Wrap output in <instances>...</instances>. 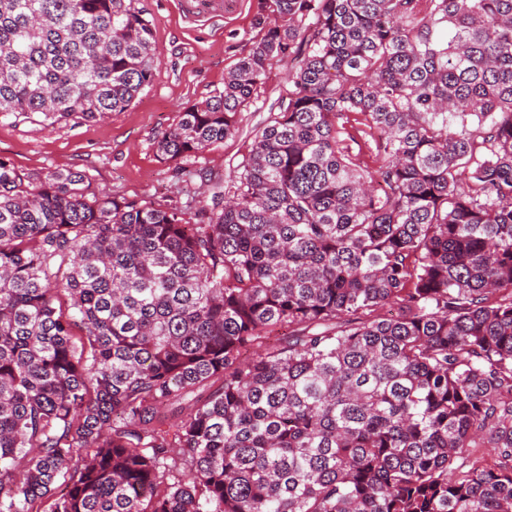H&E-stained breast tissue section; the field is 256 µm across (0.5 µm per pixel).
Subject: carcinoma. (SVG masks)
<instances>
[{
  "instance_id": "carcinoma-1",
  "label": "carcinoma",
  "mask_w": 512,
  "mask_h": 512,
  "mask_svg": "<svg viewBox=\"0 0 512 512\" xmlns=\"http://www.w3.org/2000/svg\"><path fill=\"white\" fill-rule=\"evenodd\" d=\"M254 24L156 143L187 170L288 63L195 207L0 158V512H512V0ZM154 50L136 0H0V117L124 112ZM285 71L286 65L283 62L273 63L271 78L265 90L260 94L257 102L239 116V133L233 138L224 140L222 144L202 151L197 156L193 168L224 172L228 169L229 163L238 159L250 132L264 125L271 113L278 112L280 88ZM362 122L361 116L350 115L341 136L345 138L350 153L358 159L361 166L374 167L378 161L375 142Z\"/></svg>"
}]
</instances>
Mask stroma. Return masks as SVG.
I'll list each match as a JSON object with an SVG mask.
<instances>
[{"instance_id":"obj_1","label":"stroma","mask_w":512,"mask_h":512,"mask_svg":"<svg viewBox=\"0 0 512 512\" xmlns=\"http://www.w3.org/2000/svg\"><path fill=\"white\" fill-rule=\"evenodd\" d=\"M155 22V77L124 112L100 121L75 116L53 126L40 116L0 121V158L27 172L71 169L88 175L99 192L146 200L165 196L196 199L199 178H188L160 163L155 142L177 120L182 108L205 100L222 87L259 34L254 26L257 0H237L225 16L188 18L181 0H138ZM284 63L272 65L271 78L256 103L239 116V132L202 151L197 167L222 171L237 160L250 132L278 109Z\"/></svg>"}]
</instances>
